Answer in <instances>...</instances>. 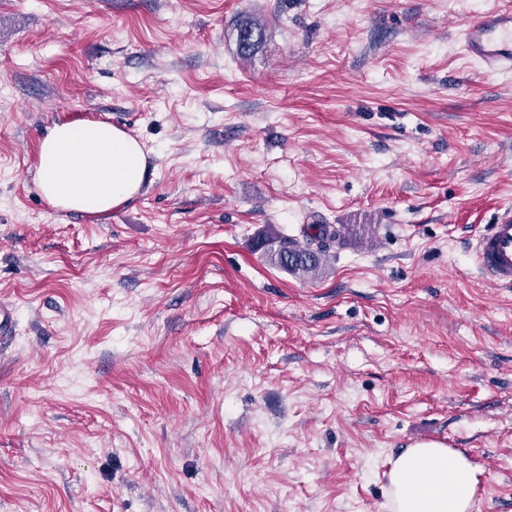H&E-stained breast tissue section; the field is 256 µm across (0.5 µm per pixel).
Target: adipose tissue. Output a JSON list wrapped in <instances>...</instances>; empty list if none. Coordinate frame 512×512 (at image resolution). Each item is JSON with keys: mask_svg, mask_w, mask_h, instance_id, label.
Listing matches in <instances>:
<instances>
[{"mask_svg": "<svg viewBox=\"0 0 512 512\" xmlns=\"http://www.w3.org/2000/svg\"><path fill=\"white\" fill-rule=\"evenodd\" d=\"M146 172L141 144L123 129L61 121L40 141L35 186L52 208L106 214L141 191ZM389 481L396 512H470L479 476L462 453L428 442L399 455Z\"/></svg>", "mask_w": 512, "mask_h": 512, "instance_id": "obj_1", "label": "adipose tissue"}]
</instances>
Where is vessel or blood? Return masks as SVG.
I'll return each mask as SVG.
<instances>
[{
    "mask_svg": "<svg viewBox=\"0 0 512 512\" xmlns=\"http://www.w3.org/2000/svg\"><path fill=\"white\" fill-rule=\"evenodd\" d=\"M467 55L489 73L512 72V11H486L465 21L459 32ZM475 263L490 282L512 288V208L499 213L494 224L477 235Z\"/></svg>",
    "mask_w": 512,
    "mask_h": 512,
    "instance_id": "obj_1",
    "label": "vessel or blood"
}]
</instances>
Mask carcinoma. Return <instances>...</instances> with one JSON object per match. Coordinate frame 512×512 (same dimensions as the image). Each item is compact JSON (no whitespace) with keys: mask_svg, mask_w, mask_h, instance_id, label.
<instances>
[{"mask_svg":"<svg viewBox=\"0 0 512 512\" xmlns=\"http://www.w3.org/2000/svg\"><path fill=\"white\" fill-rule=\"evenodd\" d=\"M266 29L260 23H246L238 29V54L245 59L263 41ZM325 228L308 225L303 229L302 239L268 235L261 241L266 257L273 264L292 273L316 277L323 266Z\"/></svg>","mask_w":512,"mask_h":512,"instance_id":"obj_1","label":"carcinoma"}]
</instances>
